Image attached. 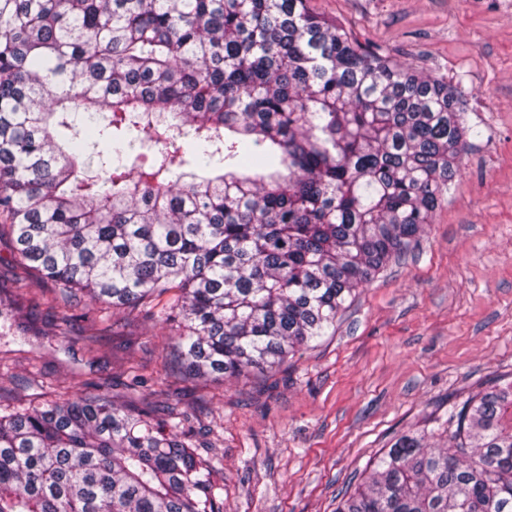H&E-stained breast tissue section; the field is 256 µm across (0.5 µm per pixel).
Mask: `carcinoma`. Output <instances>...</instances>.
<instances>
[{
	"mask_svg": "<svg viewBox=\"0 0 512 512\" xmlns=\"http://www.w3.org/2000/svg\"><path fill=\"white\" fill-rule=\"evenodd\" d=\"M461 112L305 0H0V232L67 301L176 314L195 378L263 373L409 250ZM183 421L76 393L14 408L0 512H220ZM336 512H512V379L397 438Z\"/></svg>",
	"mask_w": 512,
	"mask_h": 512,
	"instance_id": "1",
	"label": "carcinoma"
}]
</instances>
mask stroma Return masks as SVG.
Here are the masks:
<instances>
[{
    "instance_id": "stroma-1",
    "label": "stroma",
    "mask_w": 512,
    "mask_h": 512,
    "mask_svg": "<svg viewBox=\"0 0 512 512\" xmlns=\"http://www.w3.org/2000/svg\"><path fill=\"white\" fill-rule=\"evenodd\" d=\"M396 64L448 80L471 132L412 250L327 335L271 374L208 384L167 357L177 322L113 311L88 348L81 315L0 234V410L78 389L192 417L221 512H335L378 451L512 377V0H308Z\"/></svg>"
}]
</instances>
